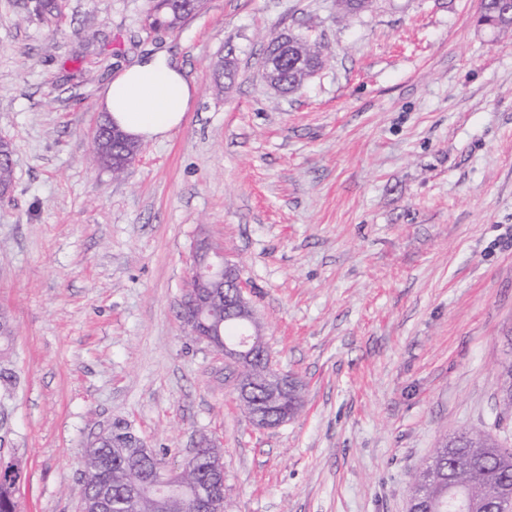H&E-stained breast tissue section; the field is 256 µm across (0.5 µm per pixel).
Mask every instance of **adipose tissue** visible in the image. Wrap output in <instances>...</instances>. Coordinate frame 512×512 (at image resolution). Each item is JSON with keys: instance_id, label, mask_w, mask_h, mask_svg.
<instances>
[{"instance_id": "adipose-tissue-1", "label": "adipose tissue", "mask_w": 512, "mask_h": 512, "mask_svg": "<svg viewBox=\"0 0 512 512\" xmlns=\"http://www.w3.org/2000/svg\"><path fill=\"white\" fill-rule=\"evenodd\" d=\"M197 92L180 64L169 54L157 52L117 71L98 107L129 138L146 142L178 128Z\"/></svg>"}]
</instances>
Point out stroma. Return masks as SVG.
I'll return each mask as SVG.
<instances>
[{"mask_svg": "<svg viewBox=\"0 0 512 512\" xmlns=\"http://www.w3.org/2000/svg\"><path fill=\"white\" fill-rule=\"evenodd\" d=\"M149 0H64L53 24L0 0V309L17 378L0 455L18 512H76L86 445L129 422L166 468L221 448L238 512H406L413 474L497 423L512 360V44L481 0H206L181 30ZM326 65L284 95L270 33ZM170 54L198 93L120 176L92 132L112 75ZM237 69L213 89L225 62ZM239 265L278 371L305 386L279 427L237 402L232 361L179 317L200 243ZM498 405L502 416L512 417V363L502 365L497 389Z\"/></svg>", "mask_w": 512, "mask_h": 512, "instance_id": "1", "label": "stroma"}]
</instances>
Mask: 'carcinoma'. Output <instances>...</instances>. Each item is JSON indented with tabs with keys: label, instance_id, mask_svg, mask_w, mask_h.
<instances>
[{
	"label": "carcinoma",
	"instance_id": "obj_1",
	"mask_svg": "<svg viewBox=\"0 0 512 512\" xmlns=\"http://www.w3.org/2000/svg\"><path fill=\"white\" fill-rule=\"evenodd\" d=\"M504 0H487L481 11L479 22L502 37L512 40V16L502 15L499 5ZM204 0H154L143 22V29L151 32L178 31L189 13L199 11ZM62 0H34L33 12L44 22L52 24L62 14ZM288 38L305 46L310 52L309 60L313 68H321L324 60L320 58L321 47L310 46L300 34L290 33ZM282 92H293L301 86L297 75L289 64L288 52H283V63L279 72ZM110 121L97 127L96 142L93 144L94 159L100 165L119 176L124 173L125 164L135 159L139 153L138 144L112 133ZM213 305L208 307L202 318L208 325L220 326L223 339L229 344L240 341L245 325L233 318L224 319V294L217 291L212 298ZM14 330L7 312L0 310V383L3 384L4 397L10 396L15 385V376L10 372V357L13 348ZM498 405L501 414L512 417V363L502 365L500 382L497 389ZM240 407L251 413H259L276 423L281 417L295 408L293 402L283 401L282 405L270 408L266 405L265 387L254 385L250 396ZM137 433L130 424L115 420L108 433L93 448L84 451L82 498L90 512L96 509L95 488L107 486L112 490L116 506L112 512H184L182 499L187 490L167 489L160 493L146 491L148 479L153 471L163 467L162 460L150 450H141L137 446ZM463 442L456 448L443 440L434 449L430 467L442 476H448V458L458 457L466 461L467 466L454 471V484L451 487L420 486L421 474L413 477V485L421 487L423 496L430 500L431 512H494L488 500V491L494 488L512 489V449L507 448L496 437L484 432L465 431ZM218 452L215 447L202 451L199 463L195 467L193 480L202 482L209 471L210 454ZM15 481H0V512H9L17 507Z\"/></svg>",
	"mask_w": 512,
	"mask_h": 512
}]
</instances>
